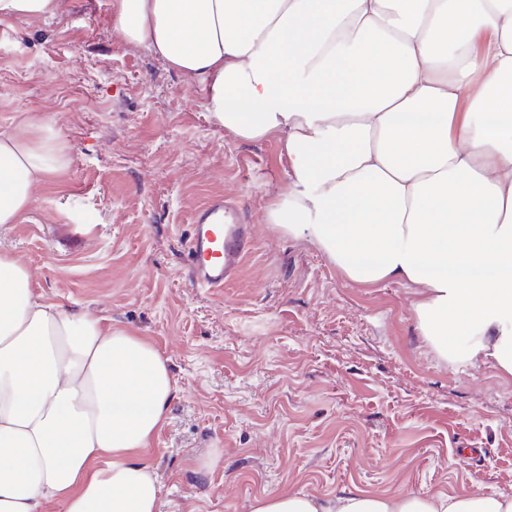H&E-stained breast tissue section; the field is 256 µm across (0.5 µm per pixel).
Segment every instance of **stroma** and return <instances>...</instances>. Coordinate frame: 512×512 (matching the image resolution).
<instances>
[{"mask_svg":"<svg viewBox=\"0 0 512 512\" xmlns=\"http://www.w3.org/2000/svg\"><path fill=\"white\" fill-rule=\"evenodd\" d=\"M48 117L66 174L0 233L34 286L148 340L175 391L140 458L158 512H248L269 493L512 496V376L453 367L419 336V287L349 281L268 210L286 199L278 133L210 123L193 86L112 30V0L0 22V132ZM235 195L252 246L196 287L195 212Z\"/></svg>","mask_w":512,"mask_h":512,"instance_id":"35a3bbf8","label":"stroma"}]
</instances>
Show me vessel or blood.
<instances>
[{
  "label": "vessel or blood",
  "mask_w": 512,
  "mask_h": 512,
  "mask_svg": "<svg viewBox=\"0 0 512 512\" xmlns=\"http://www.w3.org/2000/svg\"><path fill=\"white\" fill-rule=\"evenodd\" d=\"M249 244V226L226 199L209 201L196 211L186 240L192 280L200 288H220L239 267Z\"/></svg>",
  "instance_id": "obj_1"
}]
</instances>
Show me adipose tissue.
Masks as SVG:
<instances>
[{"label": "adipose tissue", "instance_id": "obj_1", "mask_svg": "<svg viewBox=\"0 0 512 512\" xmlns=\"http://www.w3.org/2000/svg\"><path fill=\"white\" fill-rule=\"evenodd\" d=\"M114 31L240 138L286 136L268 218L349 280L419 286L442 361L512 376V0H112ZM68 166L44 116L0 132V225ZM157 350L38 293L0 252V512H157ZM250 512H512V497L280 491Z\"/></svg>", "mask_w": 512, "mask_h": 512}]
</instances>
